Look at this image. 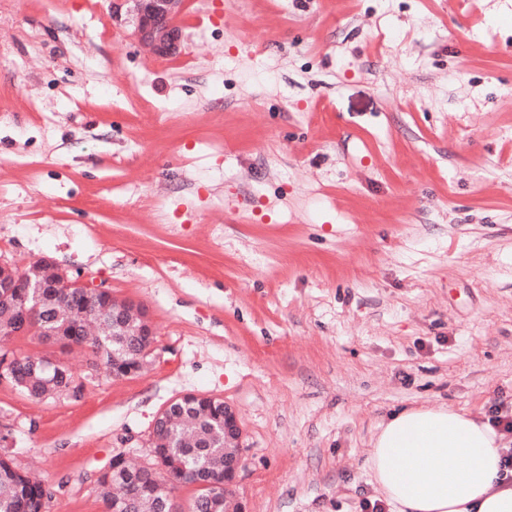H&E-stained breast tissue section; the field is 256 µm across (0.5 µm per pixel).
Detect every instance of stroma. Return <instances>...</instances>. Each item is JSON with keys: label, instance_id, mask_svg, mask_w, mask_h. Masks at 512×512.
Masks as SVG:
<instances>
[{"label": "stroma", "instance_id": "1", "mask_svg": "<svg viewBox=\"0 0 512 512\" xmlns=\"http://www.w3.org/2000/svg\"><path fill=\"white\" fill-rule=\"evenodd\" d=\"M179 55L109 0H0V261L155 326L144 369L16 336L80 398L0 382L43 512L194 393L232 405L246 512H361L389 416L512 412V0H206Z\"/></svg>", "mask_w": 512, "mask_h": 512}]
</instances>
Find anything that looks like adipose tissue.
Segmentation results:
<instances>
[{"label":"adipose tissue","instance_id":"adipose-tissue-1","mask_svg":"<svg viewBox=\"0 0 512 512\" xmlns=\"http://www.w3.org/2000/svg\"><path fill=\"white\" fill-rule=\"evenodd\" d=\"M512 435L445 406L409 408L371 443V482L392 512H512L502 461Z\"/></svg>","mask_w":512,"mask_h":512}]
</instances>
